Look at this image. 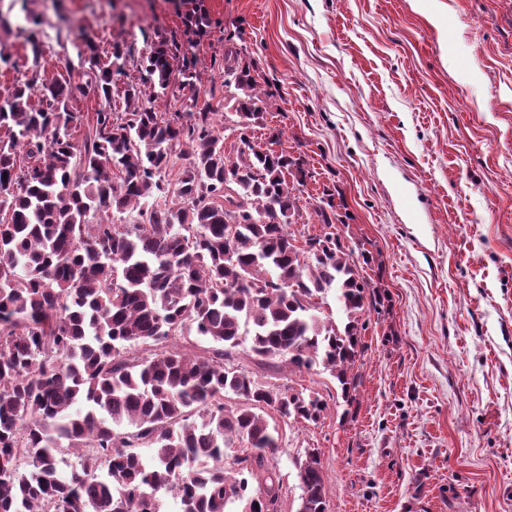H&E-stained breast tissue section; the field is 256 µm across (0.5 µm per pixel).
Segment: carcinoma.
Segmentation results:
<instances>
[{
  "instance_id": "obj_1",
  "label": "carcinoma",
  "mask_w": 512,
  "mask_h": 512,
  "mask_svg": "<svg viewBox=\"0 0 512 512\" xmlns=\"http://www.w3.org/2000/svg\"><path fill=\"white\" fill-rule=\"evenodd\" d=\"M209 24L195 14L186 41L150 46L121 113L115 45L81 139L78 70L20 80L0 104V512H165L167 495L179 512H276L269 418L316 424L326 404L235 365L240 347L290 372L320 367L354 399L361 317L381 297L362 274L369 255L357 263L339 233L289 231L305 161L273 149L279 134L257 145L244 128L227 155L209 102L155 107L174 81L198 98L190 49ZM257 77L247 48L225 54V111L261 122ZM332 291L342 321L322 314ZM192 334L215 347L178 344ZM63 453L76 458L66 474ZM294 465L298 512H326L318 450Z\"/></svg>"
}]
</instances>
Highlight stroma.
<instances>
[{"instance_id": "stroma-1", "label": "stroma", "mask_w": 512, "mask_h": 512, "mask_svg": "<svg viewBox=\"0 0 512 512\" xmlns=\"http://www.w3.org/2000/svg\"><path fill=\"white\" fill-rule=\"evenodd\" d=\"M203 6L197 68L224 95V33L239 29L271 90L254 141L279 133L309 170L295 235L324 232L331 195L347 245L385 293L364 314L352 405L329 374L240 366L316 392L315 424L279 422L277 512H297L295 458L321 452L328 512H512V0H0V91L51 82L86 43L127 52ZM41 20L42 53L26 41Z\"/></svg>"}]
</instances>
